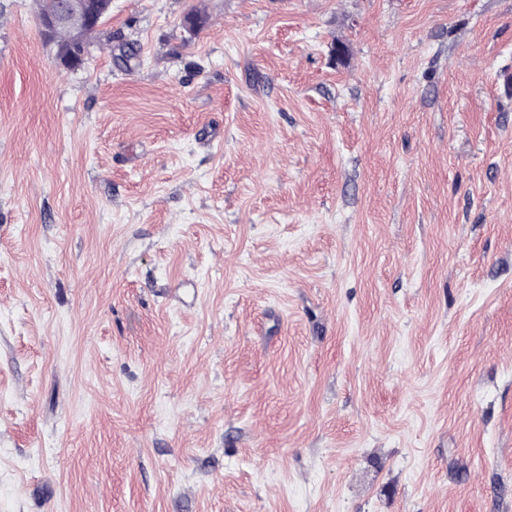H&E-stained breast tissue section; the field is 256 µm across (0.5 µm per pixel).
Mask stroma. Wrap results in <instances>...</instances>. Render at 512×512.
<instances>
[{
  "label": "stroma",
  "instance_id": "35a3bbf8",
  "mask_svg": "<svg viewBox=\"0 0 512 512\" xmlns=\"http://www.w3.org/2000/svg\"><path fill=\"white\" fill-rule=\"evenodd\" d=\"M34 10L0 512H512V0H112L75 68Z\"/></svg>",
  "mask_w": 512,
  "mask_h": 512
}]
</instances>
